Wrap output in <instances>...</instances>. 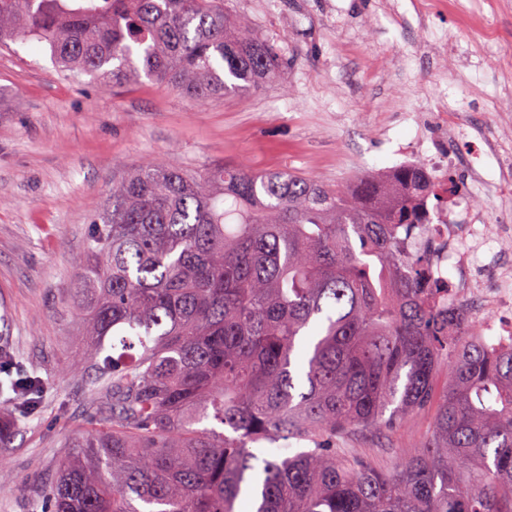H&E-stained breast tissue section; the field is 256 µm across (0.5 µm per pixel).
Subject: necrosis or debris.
I'll list each match as a JSON object with an SVG mask.
<instances>
[{"label":"necrosis or debris","instance_id":"obj_1","mask_svg":"<svg viewBox=\"0 0 512 512\" xmlns=\"http://www.w3.org/2000/svg\"><path fill=\"white\" fill-rule=\"evenodd\" d=\"M448 114L449 108L444 104L430 112L414 113L418 135L410 145L401 148L397 165L389 168L387 174L393 177L398 170L423 165L441 195L449 176L456 173L461 162H468L466 185L454 197L452 210L443 211L425 227V238L434 244L428 255L439 278H447L449 270H459L458 285L451 296L452 307L463 324L471 326L477 339L491 347L512 344V288L506 278L507 272L512 271V255L499 253L491 266L483 260L491 241H512V225L486 223L472 190L479 182L486 194L499 189L496 183L483 182L475 167L485 154L496 153L503 175L512 176V138L499 134L458 143ZM477 308L482 316L476 320L472 313Z\"/></svg>","mask_w":512,"mask_h":512}]
</instances>
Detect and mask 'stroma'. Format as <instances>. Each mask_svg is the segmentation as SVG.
<instances>
[{
	"mask_svg": "<svg viewBox=\"0 0 512 512\" xmlns=\"http://www.w3.org/2000/svg\"><path fill=\"white\" fill-rule=\"evenodd\" d=\"M487 27L435 0H224L284 60L259 91L193 101L145 79L101 88L64 77L44 44H0V381L36 378L37 406L0 405V512H47L61 462L101 423L76 331L77 262L112 178L148 157L195 170L294 169L353 183L392 165L416 127L397 103L456 108L459 135L495 131L512 107V0H469ZM414 416L348 447L391 466L430 434Z\"/></svg>",
	"mask_w": 512,
	"mask_h": 512,
	"instance_id": "35a3bbf8",
	"label": "stroma"
}]
</instances>
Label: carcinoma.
Wrapping results in <instances>:
<instances>
[{"label":"carcinoma","mask_w":512,"mask_h":512,"mask_svg":"<svg viewBox=\"0 0 512 512\" xmlns=\"http://www.w3.org/2000/svg\"><path fill=\"white\" fill-rule=\"evenodd\" d=\"M5 41L44 42L105 87L145 77L196 99L282 67L224 0H0ZM399 178L419 211L374 176L150 158L112 178L77 282L107 423L60 465L51 512H237L250 488L254 512H512V347L471 342L435 305L412 246L438 206ZM14 388L34 406L35 381ZM429 410L391 471L342 447ZM290 439L311 447L255 464L251 445Z\"/></svg>","instance_id":"cac0c4a2"}]
</instances>
